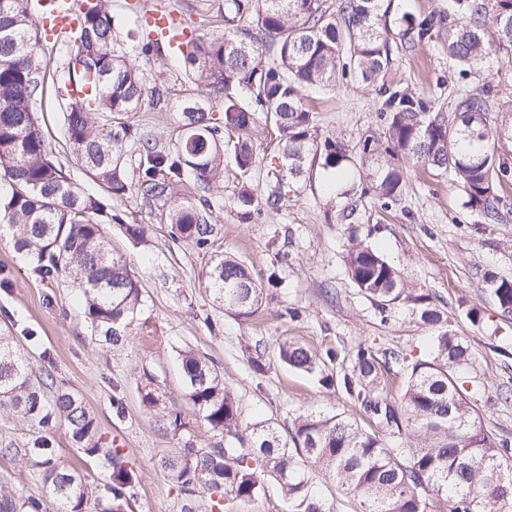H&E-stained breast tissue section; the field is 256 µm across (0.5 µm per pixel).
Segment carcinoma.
Returning a JSON list of instances; mask_svg holds the SVG:
<instances>
[{
  "label": "carcinoma",
  "mask_w": 512,
  "mask_h": 512,
  "mask_svg": "<svg viewBox=\"0 0 512 512\" xmlns=\"http://www.w3.org/2000/svg\"><path fill=\"white\" fill-rule=\"evenodd\" d=\"M224 0V32L190 39L177 56L196 92L178 103L181 122L160 145L122 120L150 97L153 110L170 109L162 81H150L131 58L125 19L109 0H85L75 40L66 45L56 70V92L88 78L99 91L89 103H66L67 141L77 160L109 195L131 189L127 165L134 163L137 189L169 204L161 219L178 237L204 250L214 243L213 204L174 197L186 176L208 193L224 181V157L232 158L240 185L234 204L247 222L261 208L279 211L292 181L305 172L310 155L325 169L353 159L365 171L382 206L398 200L407 168L442 171L462 187L467 204L486 223L500 220L498 186L512 178L499 143L512 139V105L497 106L489 85L461 89L450 107L412 91L394 73L385 0ZM417 43L436 42L465 71L485 63L496 49L512 51V0H448V11L403 17ZM28 0H0V232L15 250L34 260L43 281L71 276L80 292L91 334L118 343L143 305V293L126 259L112 247L104 225L119 221L106 200L85 191L57 165L34 110L47 82V61ZM352 76L383 98L381 130L349 146L335 135L318 137L308 88H329ZM221 112L214 113L216 104ZM500 113L492 122L490 113ZM277 141L279 167L272 169L263 198L249 185L255 164L258 115ZM192 125L198 139L182 132ZM350 280L379 310L401 301L424 303L405 288L398 271L374 247L357 244L346 255ZM209 288L215 301L240 315L256 313L266 288L246 264L231 255L211 256ZM503 313L512 314V281L490 278ZM288 366L320 374L325 361L294 343L279 345ZM190 404L204 424L224 439L219 448L184 443L181 460L164 467L183 495V512H195L208 496L211 512L250 500L275 482L293 512H333L313 482L319 472L358 503V512H428L431 492L448 512H512V442L482 425L459 373L471 363L464 338L444 331L432 337L422 359L399 351L383 355L360 343L349 354L339 386L369 427L339 414L307 412L290 438L273 423L243 425L231 388L204 355L179 353ZM396 366L406 377L397 395L382 386V369ZM20 413L43 434L22 452L30 475L41 481L40 497L0 486V512H130L135 475L125 456L101 442L83 399L36 373L14 337L0 334V407ZM62 426L71 440L108 472L97 486L78 469L61 463L50 433Z\"/></svg>",
  "instance_id": "cac0c4a2"
}]
</instances>
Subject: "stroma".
Segmentation results:
<instances>
[{
    "label": "stroma",
    "instance_id": "stroma-1",
    "mask_svg": "<svg viewBox=\"0 0 512 512\" xmlns=\"http://www.w3.org/2000/svg\"><path fill=\"white\" fill-rule=\"evenodd\" d=\"M176 9L188 30L200 35L223 30V0H161ZM391 16L394 58L399 77L438 104H448L462 87L496 86L501 100H512V52H492L484 66L462 72L439 44L415 45L405 35L402 14L425 15L446 9L448 0H395ZM322 134L355 144L380 129V103L374 93L351 79L336 88L310 89ZM35 109L56 160L89 191L98 186L77 162L63 135L54 90H46ZM348 176L313 163L288 192L276 212L264 211L241 222L233 205L238 185L225 178L213 198L218 235L211 250L172 236L160 223L162 203L147 202L130 189L112 199L118 222L106 225L112 244L139 280L145 303L120 344L92 336L74 299L72 280L41 281L32 262L17 254L10 236H0V331L23 346L35 368L50 367L58 382L81 396L95 415L104 445H119L135 473L133 512H182L183 498L172 483L165 459L179 456L186 439L200 448L220 438L201 423L186 395L179 353L193 349L212 360L235 393L247 422L269 419L288 432L306 411L352 413L337 386L289 368L278 359V345L288 340L338 357L324 374L339 378L348 367L346 354L358 343L376 350L395 349L417 357L428 352L435 332L420 318L416 305L401 303L386 312L361 294L345 266L357 242L379 247L408 287L425 294L448 320V328L468 341L473 361L462 374L474 395L485 427L512 441V402L498 398V387L512 380V318L502 314L486 275L512 280V183L500 206L501 221L484 223L450 176L409 170L398 201L381 207L369 194L360 167ZM360 219L339 220L347 209ZM128 224H146L141 242L124 235ZM229 253L257 275L269 290L262 307L241 317L217 306L207 286L211 254ZM259 349L269 369L256 374L246 352ZM153 390L166 407L182 411L187 427L176 434L161 414L142 404ZM120 394L123 414H116L113 394Z\"/></svg>",
    "mask_w": 512,
    "mask_h": 512
}]
</instances>
